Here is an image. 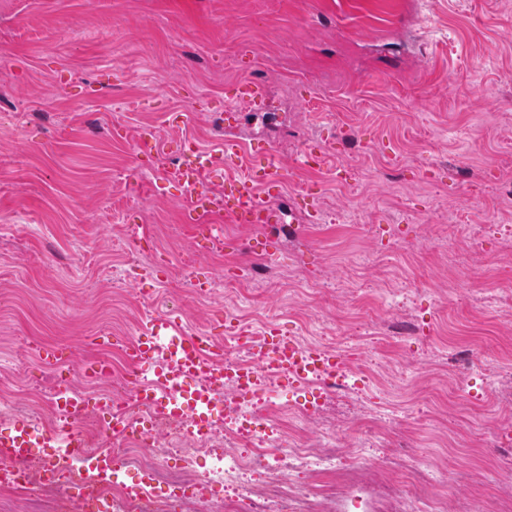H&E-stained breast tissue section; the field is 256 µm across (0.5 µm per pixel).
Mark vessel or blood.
<instances>
[{"mask_svg":"<svg viewBox=\"0 0 512 512\" xmlns=\"http://www.w3.org/2000/svg\"><path fill=\"white\" fill-rule=\"evenodd\" d=\"M234 107L225 108L218 118L225 129H233L240 118V108L253 111L267 106V87L253 77H245L230 89ZM242 153V144L236 138L225 137L216 149L201 151L196 148L183 150L182 165L174 170L172 179L186 188L183 199L185 223L203 225L211 223L216 209L208 181L217 167L237 165ZM282 190V176L276 153H268L264 163L248 166L246 171L235 178L225 180L224 195L221 199L224 218L232 224H250L263 227L282 221L280 211L271 203ZM175 322L158 317L152 324L149 335L140 336L129 342L126 355L138 379L130 388V396L138 402L154 406L159 413L174 414L187 412L198 422H205L207 412L196 406H182L178 401L164 396L155 378L160 375L163 359H172L183 377L203 383H220L224 380L223 363L213 361L212 345L205 336L182 335L177 344H170L168 337L176 331ZM268 361L260 362L240 373L243 388L254 387L258 378L263 377L268 367H275L280 374L295 379L314 375L331 376L340 363L335 357L318 351L309 352L284 341L280 337L266 339ZM48 438L33 435L26 422H19L13 433L0 435V456L20 460L29 456L35 445H48Z\"/></svg>","mask_w":512,"mask_h":512,"instance_id":"1","label":"vessel or blood"}]
</instances>
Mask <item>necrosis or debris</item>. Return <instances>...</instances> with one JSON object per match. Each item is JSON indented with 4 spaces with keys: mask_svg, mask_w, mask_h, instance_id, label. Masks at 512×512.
<instances>
[{
    "mask_svg": "<svg viewBox=\"0 0 512 512\" xmlns=\"http://www.w3.org/2000/svg\"><path fill=\"white\" fill-rule=\"evenodd\" d=\"M220 354L224 360V382L205 386L202 394L209 403L220 404L221 411L202 430L193 420L178 415L163 416L152 407L124 398L122 390L134 378L128 369L114 375L112 396L119 399V410L128 420L151 422V430L145 433L114 435L100 431L88 413L65 412L56 406L51 394L39 400L15 396L0 403V426L24 420L35 433L60 438L74 434L83 442V454L78 459L62 454L39 461L30 457L16 463L0 460V469L14 466L25 474L20 486L0 488V512H94L100 504L107 512H180L176 502L158 498L151 490L99 480L89 463L105 453L116 457L121 467L141 472L158 483L179 487L224 486L228 493L220 501L221 512H237L231 491L245 486L250 474L258 476L259 481L249 500V512H269L273 503L281 504L284 512H323L296 493L291 476L308 474L314 464H335L338 449L303 440L273 450L267 446L268 431L257 432L240 426L239 418L255 419L259 413L255 404L246 401L235 374L262 357L263 339L256 336L251 343L243 344L237 336L226 335ZM495 363L492 354L474 360L467 353L458 352L453 364L458 386H465L471 370L479 367L486 376L485 401L500 400L503 390L496 379ZM169 455L181 458L180 470L170 472L161 467V459ZM204 455L215 456L217 464L202 472L197 468V460ZM352 477L381 485L382 512H406L408 489H417L425 496L433 489L431 471L421 462L399 461L387 475L353 464L340 469L323 486V501H335ZM76 481L82 482L85 489V497L78 503L69 495V487Z\"/></svg>",
    "mask_w": 512,
    "mask_h": 512,
    "instance_id": "obj_1",
    "label": "necrosis or debris"
}]
</instances>
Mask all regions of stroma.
Instances as JSON below:
<instances>
[{
  "label": "stroma",
  "mask_w": 512,
  "mask_h": 512,
  "mask_svg": "<svg viewBox=\"0 0 512 512\" xmlns=\"http://www.w3.org/2000/svg\"><path fill=\"white\" fill-rule=\"evenodd\" d=\"M250 75L272 110H242L241 162L278 152L273 203L306 246L278 239L268 262L253 249L263 229L234 225L237 250L200 262L217 283L201 301L186 281L183 189L162 160L187 142L214 147L209 116ZM145 128L150 158L134 148ZM314 142L329 147L323 164L296 169ZM511 186L512 0H0V396L35 397L60 377L40 348L78 343L94 360L92 337L117 349L145 335V303L218 341L229 310L259 334L346 347L371 385L336 395L337 442L374 468H439L429 497L409 491L408 512L459 498L485 512L512 490V430L499 427L512 382L500 404L477 403L482 372L464 396L448 355L491 352L512 372V257L496 231L512 226ZM304 187L323 223L299 207ZM132 254L149 259L139 280L102 281ZM293 262L299 281L272 277ZM238 266L256 279L224 293ZM395 288L405 295L389 311ZM322 400L314 386L272 397L270 446L296 435L286 405Z\"/></svg>",
  "instance_id": "1"
}]
</instances>
